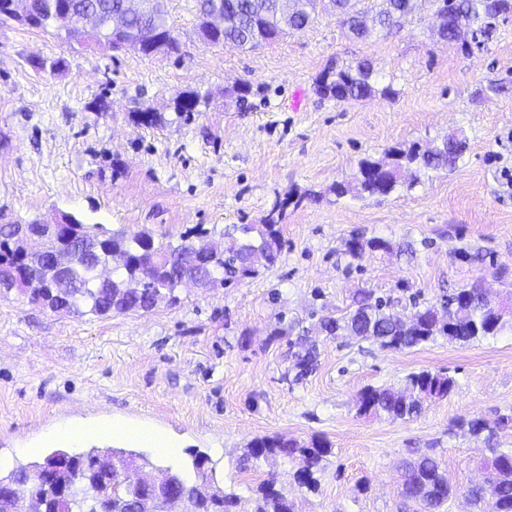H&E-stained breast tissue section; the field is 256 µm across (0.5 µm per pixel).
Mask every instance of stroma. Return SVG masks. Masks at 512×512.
Segmentation results:
<instances>
[{"label":"stroma","instance_id":"obj_1","mask_svg":"<svg viewBox=\"0 0 512 512\" xmlns=\"http://www.w3.org/2000/svg\"><path fill=\"white\" fill-rule=\"evenodd\" d=\"M165 7L177 54L0 23V216L66 213L157 237L205 229L219 244L226 225L261 223L282 201L281 255L224 287L184 286L180 304L148 312L81 318L1 296L0 457L27 463L56 449L61 424L114 421L177 446L173 457L151 454L157 466L190 465L192 448L208 454L238 512H250L270 473L296 512H417L401 495L402 461L431 448L455 488L443 512H472L465 491L482 479L486 447L459 425L512 414V314L497 335H438L401 351L318 326L364 292L403 316L476 283L512 296V17L489 39L448 43L423 0L399 26L360 40L319 0L310 27L248 49L205 45L194 0ZM360 61L395 97L317 94L325 69ZM188 91L201 103L180 121L174 100ZM146 111L158 122L143 123ZM449 136L469 144L453 171H419L413 188L385 197L351 193L362 160ZM353 238L365 244L356 255L345 247ZM373 239L381 247L369 248ZM298 340L318 353L303 377ZM422 370L451 376L450 395L410 419L359 414L363 388L399 389ZM274 434L329 443L317 493L296 485L297 459L239 469L242 448Z\"/></svg>","mask_w":512,"mask_h":512}]
</instances>
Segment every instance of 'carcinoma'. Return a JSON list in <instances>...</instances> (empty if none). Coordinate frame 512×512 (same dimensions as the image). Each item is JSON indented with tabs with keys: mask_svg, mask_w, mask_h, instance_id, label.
Returning <instances> with one entry per match:
<instances>
[{
	"mask_svg": "<svg viewBox=\"0 0 512 512\" xmlns=\"http://www.w3.org/2000/svg\"><path fill=\"white\" fill-rule=\"evenodd\" d=\"M196 31L206 44L219 46L231 41L239 47L255 48L275 37L301 31L313 22L314 0H223V33H218L208 20L212 0H195ZM360 0H334L337 14L349 32L357 38H367L381 29H391L399 19L416 12L422 0H375V12L368 15L357 8ZM436 15L446 20L440 39L454 41L461 30L472 29L483 34L493 27V21L512 16V0H434ZM33 14L24 25L45 31L61 29L56 22L59 10H72L77 15L92 14L90 39L104 43L114 51L133 47L149 38L156 27H167L161 5L147 10L130 12L127 0H30ZM124 18L127 32L112 37V19ZM316 92L340 101L368 99L376 95L392 97L394 90L382 88L373 79V67L367 62L326 72L318 81ZM200 105L196 93L184 92L177 96L174 111L177 119L190 120ZM467 150V142L443 141L441 145L423 153L414 147L393 149L388 157L391 166L400 170L403 165L416 169L452 170ZM397 179L385 186L364 178H357L356 190L370 197L391 193ZM283 219V209L274 207L262 224H239L224 228L222 236L230 239L227 249L206 257L204 268L214 276L224 278V284L252 277L256 270L248 267L245 258L252 251L266 254L268 263H274L281 252V238L277 225ZM82 241L100 245L98 251L75 256L67 277L56 288H42L29 297L39 306H53L57 295L71 300L72 313L108 316L130 311L148 312L155 294L166 297L167 303L179 302L183 270L179 257L184 249L196 243L203 233H184L178 241L160 242L146 231L126 228L111 229L103 224H84L70 217ZM27 276L35 279L51 277L49 267L41 256L27 259ZM356 308L341 319L328 318L321 323L322 330L334 335L340 330L350 335L376 342L387 350L411 349L428 342L440 333L448 339L470 342L495 336L503 328L499 314L484 300L480 288L472 285L446 296L442 309L433 305L414 303L413 320L399 321L389 311V302L370 294L355 301ZM454 388V380L430 371L413 372L406 378L400 392L368 387L358 398V412L383 415L393 421L417 415L424 401L442 399ZM467 432L473 437L491 441L495 431L482 418L466 422ZM331 452L328 443L314 438L307 445L279 435L254 439L239 458L241 468L247 470L261 461L277 458L303 457L307 471L300 478V486L313 492L318 486L315 472ZM194 476L181 469L163 470L167 477L164 493L181 498L184 512H236L238 496L226 492L218 484L216 468L211 458L200 451H191ZM134 467L145 474L155 465L144 455L131 450L114 448L101 452L91 448L82 453L56 449L40 461L19 464L7 474L0 473V512H12V495L21 489L30 498V512H132L146 498L157 493L153 487L130 485L122 471ZM485 483L496 490L495 500L487 498L485 489L472 486L468 496L477 512H512V449L491 448L482 460ZM402 495L419 505L420 512H441L453 495L438 457L428 451H411L404 462ZM252 512H295L288 494L277 487L276 479L269 477L259 484L253 498Z\"/></svg>",
	"mask_w": 512,
	"mask_h": 512,
	"instance_id": "1",
	"label": "carcinoma"
}]
</instances>
